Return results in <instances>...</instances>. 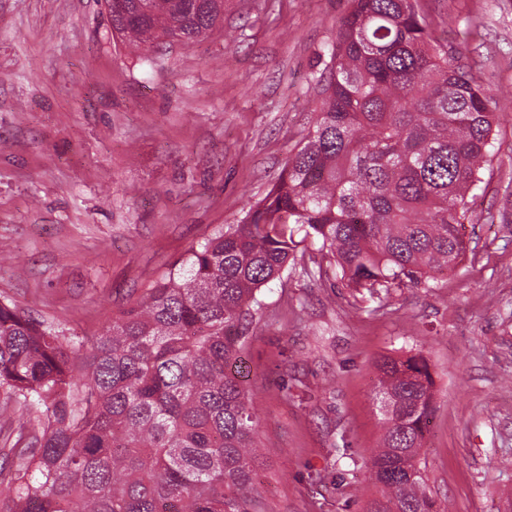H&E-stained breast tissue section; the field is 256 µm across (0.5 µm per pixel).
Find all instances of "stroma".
<instances>
[{
  "label": "stroma",
  "instance_id": "obj_1",
  "mask_svg": "<svg viewBox=\"0 0 512 512\" xmlns=\"http://www.w3.org/2000/svg\"><path fill=\"white\" fill-rule=\"evenodd\" d=\"M497 100L492 162L430 287L376 299L293 268L247 342L263 512H371L377 365H429L437 512H512V0H419ZM349 0H224V26L134 50L104 0H0V301L98 335L265 196L310 125Z\"/></svg>",
  "mask_w": 512,
  "mask_h": 512
}]
</instances>
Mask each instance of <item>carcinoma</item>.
<instances>
[{"instance_id":"obj_1","label":"carcinoma","mask_w":512,"mask_h":512,"mask_svg":"<svg viewBox=\"0 0 512 512\" xmlns=\"http://www.w3.org/2000/svg\"><path fill=\"white\" fill-rule=\"evenodd\" d=\"M135 48L192 43L224 0H106ZM319 106L241 224L193 248L80 353L74 337L0 302V414L30 431L0 512H253L259 416L245 373L262 286L301 263L294 236L370 296L454 270L489 161L496 100L430 31L418 0H350ZM374 512H437L420 460L433 408L426 361L379 364Z\"/></svg>"}]
</instances>
